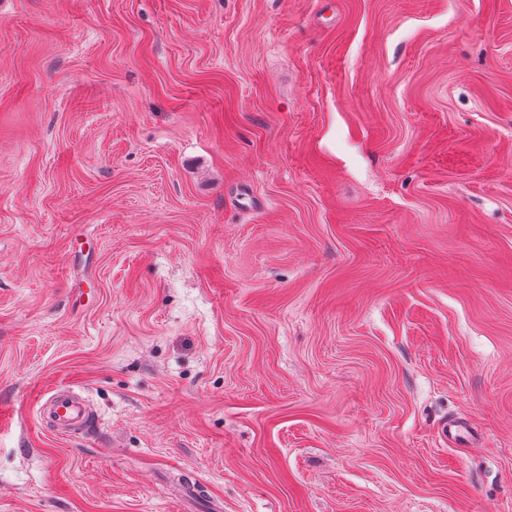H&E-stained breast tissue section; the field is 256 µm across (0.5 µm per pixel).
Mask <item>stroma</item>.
Masks as SVG:
<instances>
[{"label":"stroma","instance_id":"stroma-1","mask_svg":"<svg viewBox=\"0 0 512 512\" xmlns=\"http://www.w3.org/2000/svg\"><path fill=\"white\" fill-rule=\"evenodd\" d=\"M0 407V512H512V0H0ZM49 393L44 403V413L57 435L71 437L76 431L82 435L92 432L97 423L90 406L81 395L65 389H54ZM44 405L40 407L42 420Z\"/></svg>","mask_w":512,"mask_h":512}]
</instances>
